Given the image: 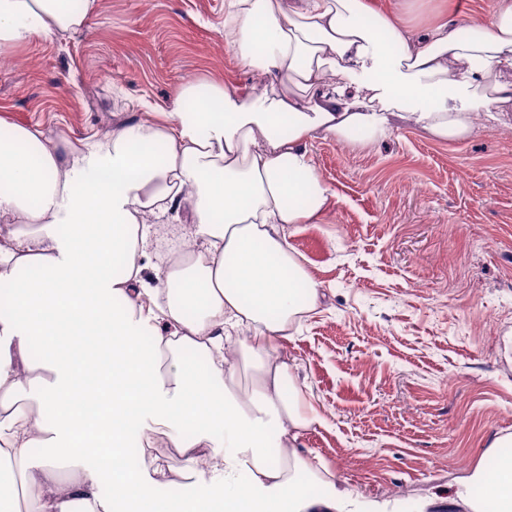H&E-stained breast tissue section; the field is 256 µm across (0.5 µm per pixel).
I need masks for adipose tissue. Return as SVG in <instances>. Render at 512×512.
<instances>
[{
  "label": "adipose tissue",
  "instance_id": "obj_1",
  "mask_svg": "<svg viewBox=\"0 0 512 512\" xmlns=\"http://www.w3.org/2000/svg\"><path fill=\"white\" fill-rule=\"evenodd\" d=\"M96 0H0V52L83 28ZM224 43L294 88L258 96L184 83L161 118L107 138L52 141L36 126L0 132V512H389L337 483L316 494L296 448L321 416L279 349L319 294L288 241L334 206L308 145L364 143L392 112L435 140L468 137L481 97L512 110V0L490 20L403 31L367 0H225ZM334 81H327V74ZM188 210L194 247L158 265L149 222ZM253 334L236 340L242 322ZM255 362L236 392L231 345ZM203 462L209 491L192 507L154 503L161 455L128 466L129 442ZM494 475L474 469L454 512H512V436ZM51 448L54 458L34 461ZM76 469L59 481L58 459ZM114 477L111 496L97 487Z\"/></svg>",
  "mask_w": 512,
  "mask_h": 512
}]
</instances>
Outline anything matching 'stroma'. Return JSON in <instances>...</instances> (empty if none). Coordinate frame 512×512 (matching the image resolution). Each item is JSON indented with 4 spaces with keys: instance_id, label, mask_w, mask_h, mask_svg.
<instances>
[{
    "instance_id": "obj_1",
    "label": "stroma",
    "mask_w": 512,
    "mask_h": 512,
    "mask_svg": "<svg viewBox=\"0 0 512 512\" xmlns=\"http://www.w3.org/2000/svg\"><path fill=\"white\" fill-rule=\"evenodd\" d=\"M452 22L456 0H410L401 24ZM0 119L71 142L105 137L169 110L189 79L245 94L291 90L224 45V0H97L84 29L38 36L6 54ZM475 126L442 143L395 121L383 138L313 139L336 204L289 243L318 283L283 351L297 386L323 419L301 435L309 478L416 512L450 495L485 452L512 435V112L473 102ZM155 500L189 501L208 480L177 449Z\"/></svg>"
}]
</instances>
